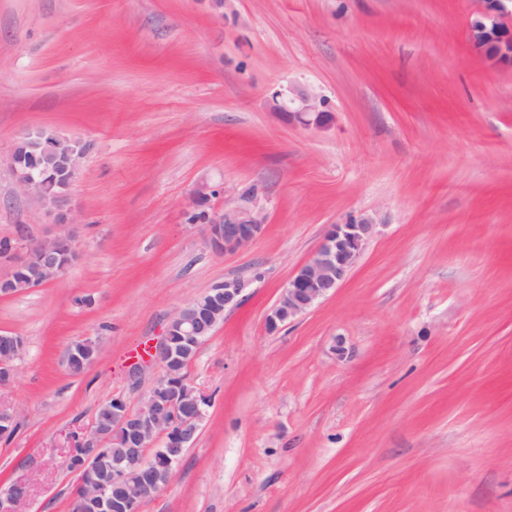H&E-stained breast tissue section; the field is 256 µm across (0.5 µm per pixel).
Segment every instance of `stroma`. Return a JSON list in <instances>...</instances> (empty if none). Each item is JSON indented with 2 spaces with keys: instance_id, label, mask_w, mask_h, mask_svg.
<instances>
[{
  "instance_id": "1",
  "label": "stroma",
  "mask_w": 512,
  "mask_h": 512,
  "mask_svg": "<svg viewBox=\"0 0 512 512\" xmlns=\"http://www.w3.org/2000/svg\"><path fill=\"white\" fill-rule=\"evenodd\" d=\"M481 0H0V241L29 246L60 214L24 194L29 132L82 140L67 189L77 262L0 292L25 350L0 405V483L20 512H70L68 434L157 368L130 365L169 316L227 277L241 305L199 348L211 399L170 486L142 512H512V67L468 37ZM299 83L333 119L271 112ZM264 210L218 254L187 221ZM378 232L336 292L276 331L265 318L325 229ZM95 362L71 375L82 338ZM344 353H337V346ZM29 495V486L21 480L6 486L0 485V511L17 512V506L25 502Z\"/></svg>"
}]
</instances>
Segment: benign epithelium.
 Returning a JSON list of instances; mask_svg holds the SVG:
<instances>
[{
  "label": "benign epithelium",
  "mask_w": 512,
  "mask_h": 512,
  "mask_svg": "<svg viewBox=\"0 0 512 512\" xmlns=\"http://www.w3.org/2000/svg\"><path fill=\"white\" fill-rule=\"evenodd\" d=\"M479 16L471 22L468 36L472 47L488 60L512 66V25L504 22L512 17V0H482ZM269 108L304 126H324L330 114L325 99L305 85H290L274 91ZM31 148L28 164L19 169L10 168L20 189L61 212L62 222L49 237L26 249H15L7 258L18 268L38 258L37 272L42 282L56 279L63 267L54 256L64 249L72 259L78 258L75 248L74 226L65 212V190L70 184L86 153L82 142L40 130L22 138ZM56 175L57 191L43 189L42 178L47 172ZM206 240L217 253L229 254L247 248L261 232L265 223L263 209L255 193H246L239 202L221 215H206ZM377 223L370 216L353 218L344 224H333L325 232L312 257L300 266L280 298L266 315L269 331L310 310L328 297L349 276L367 243L375 234ZM247 283L238 277L209 289L169 319L163 339L147 361L137 362L130 369V377L138 378L147 368L157 363L160 373L152 388L132 410L122 396L112 397V411L103 418L102 428H93L84 434L85 448L78 462L66 458V468L77 477V488L84 497L94 500L111 512H131L170 486L186 450L195 441L200 423L205 419L210 399L190 380H184L182 392L171 391L174 376L171 336L177 331L182 336H210L224 322L225 312L237 308ZM23 348L7 336H0V385L10 383L15 361ZM111 428L126 435V452L112 459V478L103 475L100 467L104 452L103 430ZM29 486L16 480L0 485V512H17V506L27 500Z\"/></svg>",
  "instance_id": "7a95c632"
}]
</instances>
